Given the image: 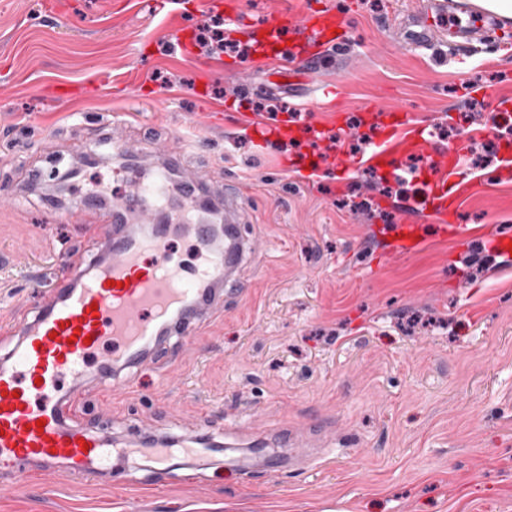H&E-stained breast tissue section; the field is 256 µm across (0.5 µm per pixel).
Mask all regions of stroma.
<instances>
[{"label":"stroma","mask_w":512,"mask_h":512,"mask_svg":"<svg viewBox=\"0 0 512 512\" xmlns=\"http://www.w3.org/2000/svg\"><path fill=\"white\" fill-rule=\"evenodd\" d=\"M144 2L0 0V191L17 196L0 206V345L31 307L29 281L80 263L109 231L93 216L51 221L86 189L120 192L98 135L149 163L180 154L179 177L241 187L261 250L195 348L161 356L147 399L110 402L112 434H188L205 413L230 445L321 428L325 455L242 475L216 454L160 488L147 466L135 487L48 471L16 488L0 475V512H512V266L463 233L391 254L383 240L414 186L364 166L346 174L325 146L318 168L303 166L304 132L337 133L368 103L437 131L466 113L484 129L512 97V23L484 21L471 57L456 38L399 42L417 0H291L343 18L334 52L303 49L335 85L310 99L288 93L302 61L228 50L199 66V49L173 51L170 19ZM113 113L122 121L103 129ZM460 221L512 226V170L466 198Z\"/></svg>","instance_id":"1"}]
</instances>
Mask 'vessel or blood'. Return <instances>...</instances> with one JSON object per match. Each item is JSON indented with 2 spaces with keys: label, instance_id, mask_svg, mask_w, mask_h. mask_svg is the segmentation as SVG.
<instances>
[{
  "label": "vessel or blood",
  "instance_id": "obj_1",
  "mask_svg": "<svg viewBox=\"0 0 512 512\" xmlns=\"http://www.w3.org/2000/svg\"><path fill=\"white\" fill-rule=\"evenodd\" d=\"M467 17L454 30L466 44L478 41L477 13L466 0H437L420 5L418 18L404 27L399 38L428 47L442 42L446 16ZM339 15L327 12L318 21H303L306 39L325 40L341 26ZM268 40L286 45L288 17L274 12L255 22ZM384 116L392 114L384 109ZM112 154L122 159L117 175L130 190L100 208L98 196L86 209L64 211L65 220L81 222L85 212L100 213L112 230L94 256L49 284L32 283L36 300L32 314L15 319L10 331L14 347L0 356V465L6 466L13 486L23 487L46 469L94 479L110 472L112 482L126 485L127 470L138 459L150 458L158 471L170 467L173 451L165 444L150 447L151 436L137 441L113 439L109 426L91 429L72 415L73 396L83 386H94L102 396L144 398L142 371L155 362L161 348L185 351L196 341L199 328L235 289L239 268L257 249L255 238L241 231L244 197L225 186L220 198L224 221L187 228L189 216L200 213L203 196L212 187L204 174L192 180L191 190L171 200V175L180 159L171 155L155 167L126 164V147L113 142ZM421 157L425 166L418 178L424 200L420 216L407 217L393 227L392 249L416 251L427 239L424 219L437 217L436 232L455 236L457 225L448 215L459 214L462 196L474 193L479 179L463 166L465 148H449L434 137L429 122L404 114L385 126L375 149L359 161L339 155L338 168L353 173L359 165H385L396 176L406 155ZM44 427H37V420ZM190 461L207 453L211 432L202 428L176 440Z\"/></svg>",
  "mask_w": 512,
  "mask_h": 512
}]
</instances>
